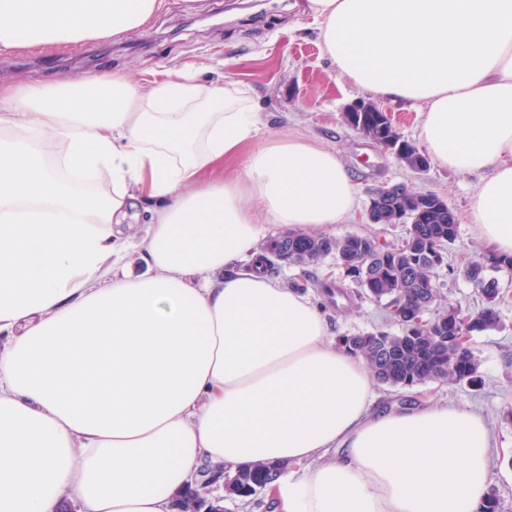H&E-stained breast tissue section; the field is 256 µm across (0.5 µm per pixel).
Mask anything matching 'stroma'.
<instances>
[{"label": "stroma", "mask_w": 512, "mask_h": 512, "mask_svg": "<svg viewBox=\"0 0 512 512\" xmlns=\"http://www.w3.org/2000/svg\"><path fill=\"white\" fill-rule=\"evenodd\" d=\"M221 60L227 79L241 83L258 114L265 137H299L338 152L358 190V203L344 223L330 234L357 233L380 244H394L404 235L402 225L368 224L363 220L369 188L404 182L417 192H432L446 199L458 215V238L449 246L447 262L456 274L446 279L443 305L466 312L482 308L479 291L461 275L486 247L468 214L476 178L431 164L424 173L413 172L348 127L343 110L350 103L377 102L406 139L418 141L420 112L400 102L377 97L338 77L324 55L316 26L304 11V0H209L203 11L185 10L180 0L139 32L120 42L92 41L47 53L26 50L0 55L1 81H35L80 76L101 69L124 70L145 79L164 78L169 70L192 67L201 81ZM319 280L344 289L337 302L321 303L333 337L351 336L390 327L384 304L347 299L354 286L333 256L312 268ZM507 298L500 307L499 329L475 335L470 345L480 362L481 387L429 382L415 389L377 386L380 410L413 406L427 397L464 404L487 420L494 439L490 456V483L498 490L502 512H512V422L503 415L512 410V271L496 272Z\"/></svg>", "instance_id": "35a3bbf8"}]
</instances>
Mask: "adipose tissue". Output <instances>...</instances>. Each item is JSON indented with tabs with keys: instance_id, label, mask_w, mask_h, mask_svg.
Returning <instances> with one entry per match:
<instances>
[{
	"instance_id": "obj_1",
	"label": "adipose tissue",
	"mask_w": 512,
	"mask_h": 512,
	"mask_svg": "<svg viewBox=\"0 0 512 512\" xmlns=\"http://www.w3.org/2000/svg\"><path fill=\"white\" fill-rule=\"evenodd\" d=\"M168 7L0 0V55L120 41ZM306 9L340 75L420 106L432 159L479 175L470 222L512 255V0ZM248 143L241 175L212 178ZM356 203L337 153L262 139L236 83L0 84V512H175L202 470L270 462L288 468L269 512H481L482 416L375 410L367 364L259 262L267 225L325 231ZM131 245L142 273L118 266Z\"/></svg>"
}]
</instances>
